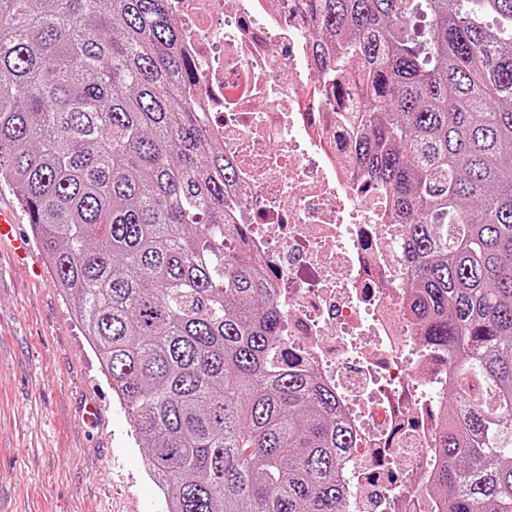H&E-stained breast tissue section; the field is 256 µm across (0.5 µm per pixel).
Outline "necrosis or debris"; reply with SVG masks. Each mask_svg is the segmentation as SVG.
<instances>
[{"label":"necrosis or debris","instance_id":"1","mask_svg":"<svg viewBox=\"0 0 512 512\" xmlns=\"http://www.w3.org/2000/svg\"><path fill=\"white\" fill-rule=\"evenodd\" d=\"M194 98L234 168L245 225L282 316V355L332 390L352 435L342 512H438L440 414L459 377L411 311L390 194L362 170L358 83L332 93L297 0H171Z\"/></svg>","mask_w":512,"mask_h":512}]
</instances>
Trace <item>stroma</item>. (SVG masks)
I'll list each match as a JSON object with an SVG mask.
<instances>
[{
  "mask_svg": "<svg viewBox=\"0 0 512 512\" xmlns=\"http://www.w3.org/2000/svg\"><path fill=\"white\" fill-rule=\"evenodd\" d=\"M143 456L51 274L33 281L1 258L0 512H164Z\"/></svg>",
  "mask_w": 512,
  "mask_h": 512,
  "instance_id": "35a3bbf8",
  "label": "stroma"
}]
</instances>
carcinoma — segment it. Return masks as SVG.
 <instances>
[{
	"label": "carcinoma",
	"instance_id": "cac0c4a2",
	"mask_svg": "<svg viewBox=\"0 0 512 512\" xmlns=\"http://www.w3.org/2000/svg\"><path fill=\"white\" fill-rule=\"evenodd\" d=\"M356 72L423 335L462 377L440 512H512V0H301ZM169 0H0V185L131 415L167 512H341L336 394L283 367L232 163Z\"/></svg>",
	"mask_w": 512,
	"mask_h": 512
}]
</instances>
